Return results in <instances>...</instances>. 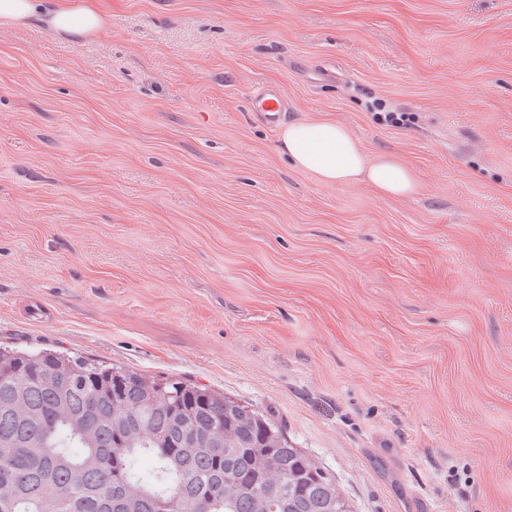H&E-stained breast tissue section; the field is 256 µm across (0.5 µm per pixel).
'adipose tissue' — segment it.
I'll use <instances>...</instances> for the list:
<instances>
[{"mask_svg": "<svg viewBox=\"0 0 512 512\" xmlns=\"http://www.w3.org/2000/svg\"><path fill=\"white\" fill-rule=\"evenodd\" d=\"M0 20L17 26L38 24L73 39L105 29L100 13L72 0H0ZM276 148L326 186L363 181L392 197L407 196L416 189L408 168L391 157L369 159L349 130L334 121L288 123L277 137Z\"/></svg>", "mask_w": 512, "mask_h": 512, "instance_id": "obj_1", "label": "adipose tissue"}]
</instances>
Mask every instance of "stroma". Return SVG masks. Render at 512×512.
I'll list each match as a JSON object with an SVG mask.
<instances>
[{"label":"stroma","instance_id":"1","mask_svg":"<svg viewBox=\"0 0 512 512\" xmlns=\"http://www.w3.org/2000/svg\"><path fill=\"white\" fill-rule=\"evenodd\" d=\"M85 2L0 24V342L270 410L351 512H512V0ZM267 85L415 192L297 169ZM0 19L17 26L38 24L73 39L105 30L100 13L71 0H0ZM255 101L260 112H264L266 119L275 124L283 109V96L281 91L275 87H266L256 94Z\"/></svg>","mask_w":512,"mask_h":512}]
</instances>
